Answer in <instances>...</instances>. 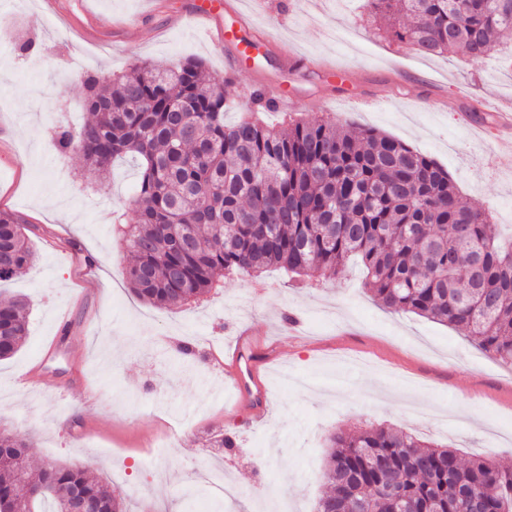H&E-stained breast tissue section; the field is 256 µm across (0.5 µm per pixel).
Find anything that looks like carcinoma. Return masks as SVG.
Instances as JSON below:
<instances>
[{"label":"carcinoma","mask_w":512,"mask_h":512,"mask_svg":"<svg viewBox=\"0 0 512 512\" xmlns=\"http://www.w3.org/2000/svg\"><path fill=\"white\" fill-rule=\"evenodd\" d=\"M393 40L427 54L457 50L476 62L512 36V0H368ZM89 116L54 130L58 149L79 152L92 173L139 159L129 206L117 224L134 255L127 278L157 307L196 302L222 273L277 268L337 275L355 256L383 305L447 325L512 366V238L482 208L463 204L444 168L395 138L355 136L333 119L269 129L246 112L224 123L229 79L187 60L134 65L113 78L81 74ZM35 259L21 224L0 210V282ZM29 305L0 303V360L28 334ZM34 512H65L75 492L99 512H127L119 490L77 464L28 475L27 444L0 432V488L19 480ZM316 512H349L355 500L380 512H512V466L384 425L330 437ZM401 493L395 505L383 493ZM50 509H45V506Z\"/></svg>","instance_id":"1"}]
</instances>
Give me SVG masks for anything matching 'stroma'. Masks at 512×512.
<instances>
[{"mask_svg": "<svg viewBox=\"0 0 512 512\" xmlns=\"http://www.w3.org/2000/svg\"><path fill=\"white\" fill-rule=\"evenodd\" d=\"M204 0H0V210L14 213L37 255L0 284V302L25 298L29 334L0 360V431L25 441L34 466L77 463L118 488L128 512H185L199 471L220 472L239 495L232 512H315L329 436L385 423L512 465V367L456 330L380 303L350 261L337 276L293 281L280 271L227 275L200 302L175 309L139 300L126 279L131 258L113 230L115 200L131 199L138 170L117 162L90 174L76 152L60 153L52 117L77 128L87 117L81 73L117 75L145 60L201 61L224 73L217 24L198 20ZM255 27L298 55L326 63L287 70L279 50L253 53L226 88V123L252 111L253 91L282 85L288 118H336L375 129L433 157L464 202L512 232V171L498 150L456 119L488 120L512 94V41L479 64L389 40L364 0H227ZM38 59L22 52L24 42ZM357 97L378 107H355ZM453 99L455 111L417 107ZM107 251L104 263L91 257ZM66 313V325L57 316ZM301 315L289 329L285 319ZM272 355L264 417L231 400L232 381L213 358L237 330ZM60 341L42 356L52 336ZM192 367H175L182 343ZM235 439L220 447L222 435Z\"/></svg>", "mask_w": 512, "mask_h": 512, "instance_id": "obj_1", "label": "stroma"}]
</instances>
